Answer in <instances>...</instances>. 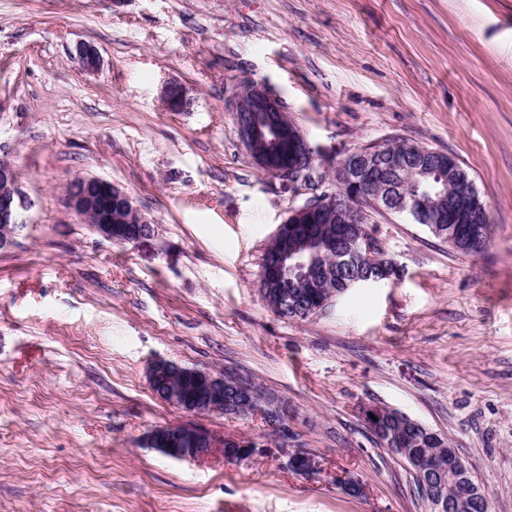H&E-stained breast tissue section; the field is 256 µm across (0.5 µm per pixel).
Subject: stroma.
I'll list each match as a JSON object with an SVG mask.
<instances>
[{"mask_svg": "<svg viewBox=\"0 0 512 512\" xmlns=\"http://www.w3.org/2000/svg\"><path fill=\"white\" fill-rule=\"evenodd\" d=\"M250 82L288 106L313 178L389 138L452 156L487 208L486 251L372 210L395 275L276 315L264 253L310 193L240 141ZM1 155L24 228L0 250V512H429L369 405L445 435L491 512H512V0H0ZM86 176L124 188L153 236L119 247L82 223L64 190ZM157 359L253 376L287 401V436L165 403ZM167 424L260 452L175 460L148 443ZM289 449L320 472L288 470Z\"/></svg>", "mask_w": 512, "mask_h": 512, "instance_id": "stroma-1", "label": "stroma"}]
</instances>
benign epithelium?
Returning a JSON list of instances; mask_svg holds the SVG:
<instances>
[{
	"label": "benign epithelium",
	"mask_w": 512,
	"mask_h": 512,
	"mask_svg": "<svg viewBox=\"0 0 512 512\" xmlns=\"http://www.w3.org/2000/svg\"><path fill=\"white\" fill-rule=\"evenodd\" d=\"M78 56L83 68L95 71L101 64L96 48L90 44L79 45ZM165 107L178 111L185 104V89L178 84L165 87L162 94ZM237 131L239 138L255 163L261 169L269 170L271 161L288 154V165L277 171V175L294 185L303 181V176L314 169V151L306 136L291 118L283 101L264 87L254 92H240L234 100ZM416 172L434 179L453 176L460 171L454 160L446 164L415 166ZM409 170V157L398 150L388 149L378 143L357 148L344 156L337 164L332 178L334 190H327L321 196L312 197L292 209L286 224H315L319 216L328 215L338 224H363L368 209L421 218L425 213L437 224L444 223L446 211L441 206L443 190L439 197L419 196L407 192L405 172ZM69 209L90 224L103 239L118 244H136L150 237L154 229L144 230L129 236L118 228L127 222L146 224L130 196L114 183L97 177H80L69 183L66 189ZM22 202L18 190V173L12 162L0 157V249L10 246L20 232ZM346 258L354 257L361 266L378 262L380 254L377 243L366 235L346 234L344 239ZM284 254L277 257L275 267L261 274V280L276 279L290 283L299 280L309 283L327 266H312L299 253L288 251V245L281 246ZM181 365L158 359L152 363L148 379L159 387L170 376L177 374ZM211 391V397L187 407L180 402V395L170 391L162 393L160 399L187 412L207 413L213 403L224 401V376L203 372ZM151 437L161 446V452L177 459L200 460L214 453L216 443L211 435L197 427L179 424L156 427ZM440 483H448V498L432 504L435 512H444L445 504L460 505L455 498L457 476L455 472L438 474Z\"/></svg>",
	"instance_id": "benign-epithelium-1"
}]
</instances>
